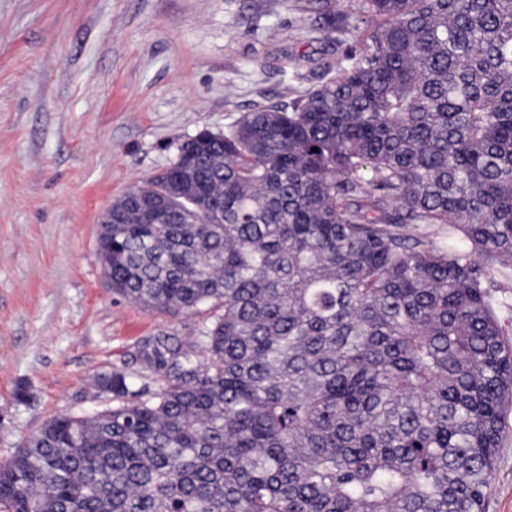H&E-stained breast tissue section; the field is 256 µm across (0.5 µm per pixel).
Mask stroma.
I'll return each mask as SVG.
<instances>
[{
    "instance_id": "obj_1",
    "label": "stroma",
    "mask_w": 512,
    "mask_h": 512,
    "mask_svg": "<svg viewBox=\"0 0 512 512\" xmlns=\"http://www.w3.org/2000/svg\"><path fill=\"white\" fill-rule=\"evenodd\" d=\"M369 33L329 30L307 0H0V461L94 410V375L140 338L210 314L113 293L104 211L198 132L335 76ZM484 512H512L511 435Z\"/></svg>"
}]
</instances>
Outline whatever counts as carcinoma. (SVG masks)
I'll return each instance as SVG.
<instances>
[{
  "label": "carcinoma",
  "mask_w": 512,
  "mask_h": 512,
  "mask_svg": "<svg viewBox=\"0 0 512 512\" xmlns=\"http://www.w3.org/2000/svg\"><path fill=\"white\" fill-rule=\"evenodd\" d=\"M339 75L112 204V290L176 315L0 463V512H483L512 413V0H362ZM448 228V247L420 231ZM494 284H500L505 288H490L494 297L496 312L505 326L509 327V336L512 341V265L508 268L494 270L491 274Z\"/></svg>",
  "instance_id": "1"
}]
</instances>
